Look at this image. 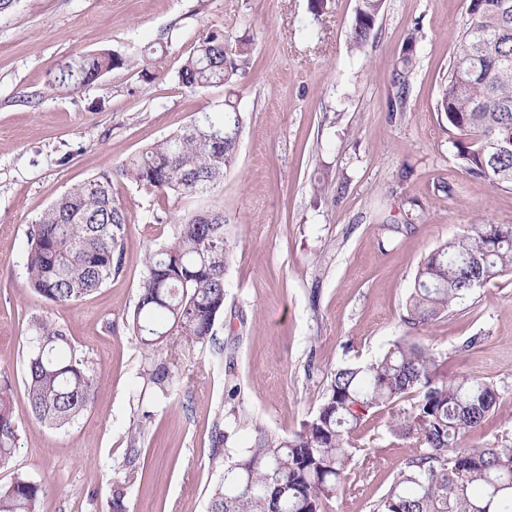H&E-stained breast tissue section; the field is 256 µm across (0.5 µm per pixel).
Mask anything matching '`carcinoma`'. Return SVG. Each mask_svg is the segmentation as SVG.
I'll list each match as a JSON object with an SVG mask.
<instances>
[{
    "label": "carcinoma",
    "instance_id": "1",
    "mask_svg": "<svg viewBox=\"0 0 512 512\" xmlns=\"http://www.w3.org/2000/svg\"><path fill=\"white\" fill-rule=\"evenodd\" d=\"M384 0H357L352 46L371 35ZM503 0H469V21L457 36L437 111L470 173L494 187H512V154L493 155L492 144L512 139V8ZM244 58L248 44L222 32L200 41L178 71L182 86H221L229 51ZM127 65L95 53L49 72V86L71 91ZM243 129L236 105L193 120L128 158L115 172L77 184L49 205L26 240L31 288L56 305H74L122 272L128 214L114 180L147 185L201 204L178 219L174 237L149 250L138 303L127 321L147 352L172 336L187 343L215 342L224 313V275L233 258L223 205L213 197L234 163L239 141L224 140V125ZM512 274V226L474 224L424 259L408 301L409 326L427 325L464 299L470 285ZM26 404L41 423L73 424L95 398L96 381L67 332L43 317L29 322ZM150 383L165 391L169 370L157 364ZM11 378L0 371V465L16 448L19 420ZM499 392L481 379L444 380L431 350L401 336L369 363H345L331 373L315 415L294 436L255 428L250 448L228 463L212 489L207 512H322L325 501L368 477L373 459L356 439L372 411L386 409V433L409 443L402 463L373 512H512V445L475 444L469 437L494 411ZM43 487L17 476L0 487V512H36Z\"/></svg>",
    "mask_w": 512,
    "mask_h": 512
}]
</instances>
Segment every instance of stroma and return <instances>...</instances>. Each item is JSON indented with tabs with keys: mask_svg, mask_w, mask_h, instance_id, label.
<instances>
[{
	"mask_svg": "<svg viewBox=\"0 0 512 512\" xmlns=\"http://www.w3.org/2000/svg\"><path fill=\"white\" fill-rule=\"evenodd\" d=\"M468 5L384 0L358 51L356 0H13L0 11V371L20 420L0 486L19 474L39 481V512H109L122 488L129 512H206L224 462L244 455L255 427L293 436L336 367L404 335L434 350L444 378L497 385L474 439L512 444V276L426 326L403 322L430 250L474 224L512 225V188L468 173L436 109ZM219 30L249 40L246 65L224 85L186 89L182 62ZM410 36L416 63L402 88L395 70ZM103 50L128 67L49 89L58 62ZM227 99L244 127L216 192L236 244L215 325L223 352L172 340L147 353L126 325L147 249L174 235L192 199L117 183L129 217L122 272L75 305L30 288L24 247L44 209ZM39 314L65 328L97 384L61 430L26 409V329ZM160 362L173 375L166 392L143 377ZM387 418L371 414L356 433L374 473L322 512H372L387 491L410 453Z\"/></svg>",
	"mask_w": 512,
	"mask_h": 512,
	"instance_id": "35a3bbf8",
	"label": "stroma"
}]
</instances>
